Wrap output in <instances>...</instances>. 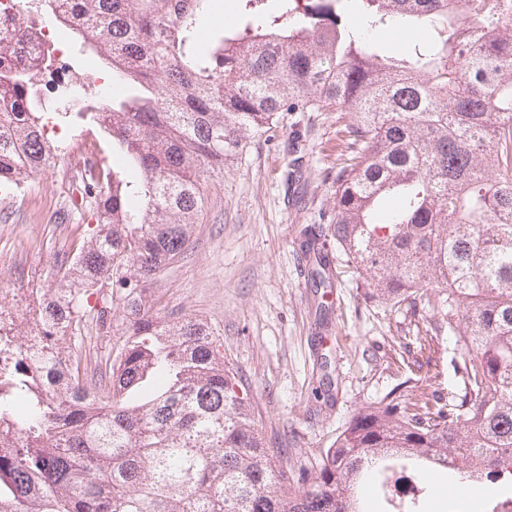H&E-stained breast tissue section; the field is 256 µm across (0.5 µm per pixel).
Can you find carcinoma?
<instances>
[{"instance_id":"1","label":"carcinoma","mask_w":512,"mask_h":512,"mask_svg":"<svg viewBox=\"0 0 512 512\" xmlns=\"http://www.w3.org/2000/svg\"><path fill=\"white\" fill-rule=\"evenodd\" d=\"M245 25L207 33L214 0H26L0 57L50 18L93 69L61 88L55 123L96 130L116 163L72 176L95 222L38 295L39 316L0 326V512H367L360 492L412 471L494 481L512 499V0H237ZM430 31L386 52L389 29ZM55 42L0 69V187L57 165L39 89ZM281 112H335L336 218L302 247L325 285L331 248L371 296L448 331L454 380L416 376L354 414L312 471L255 421L249 387L203 320L165 319L148 285L189 250L202 182ZM123 340L108 381L82 372L84 329ZM67 345L62 367L55 347Z\"/></svg>"}]
</instances>
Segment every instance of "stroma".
I'll return each instance as SVG.
<instances>
[{
    "label": "stroma",
    "instance_id": "stroma-1",
    "mask_svg": "<svg viewBox=\"0 0 512 512\" xmlns=\"http://www.w3.org/2000/svg\"><path fill=\"white\" fill-rule=\"evenodd\" d=\"M101 141L87 133L69 141L54 170L0 194V289L13 287L20 269L79 245L86 225L66 214L70 175L79 148ZM337 154L335 113H283L274 138L252 142L205 179L206 206L189 252L148 289L159 316L211 326L225 361L250 388L259 427L287 441L285 463L297 470L315 467L355 413L414 376L393 338L430 357L443 387L458 356L447 335L416 334L410 311L368 298L344 255L334 258L330 287H313L301 232L336 215ZM294 160L303 176L288 188L281 173Z\"/></svg>",
    "mask_w": 512,
    "mask_h": 512
}]
</instances>
